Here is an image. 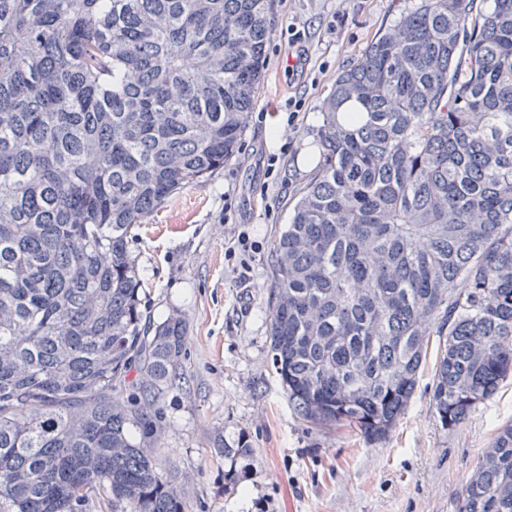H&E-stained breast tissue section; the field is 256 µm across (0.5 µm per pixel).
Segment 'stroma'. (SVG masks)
<instances>
[{
	"label": "stroma",
	"mask_w": 512,
	"mask_h": 512,
	"mask_svg": "<svg viewBox=\"0 0 512 512\" xmlns=\"http://www.w3.org/2000/svg\"><path fill=\"white\" fill-rule=\"evenodd\" d=\"M416 0H274L265 79L236 157L190 185L135 230L130 250L155 321L189 323L181 379L159 403V464L189 512H456L472 470L498 429L512 422V378L467 422L443 430L428 386L429 347L414 397L382 443L347 427L303 424L271 365L269 242L288 222L299 187L319 159L322 105L337 73ZM305 32L309 64L286 68L288 25ZM298 100L290 116L289 100ZM256 248L230 256L238 235ZM244 440L253 468L224 492L216 441Z\"/></svg>",
	"instance_id": "35a3bbf8"
}]
</instances>
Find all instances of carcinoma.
Returning a JSON list of instances; mask_svg holds the SVG:
<instances>
[{"label": "carcinoma", "instance_id": "obj_1", "mask_svg": "<svg viewBox=\"0 0 512 512\" xmlns=\"http://www.w3.org/2000/svg\"><path fill=\"white\" fill-rule=\"evenodd\" d=\"M272 2L0 0V512H187L154 440L187 325L151 321L129 239L238 152ZM322 110L271 242L275 372L380 443L435 336L454 430L512 376V0H420ZM217 451L232 494L255 449ZM457 512H512V422Z\"/></svg>", "mask_w": 512, "mask_h": 512}]
</instances>
